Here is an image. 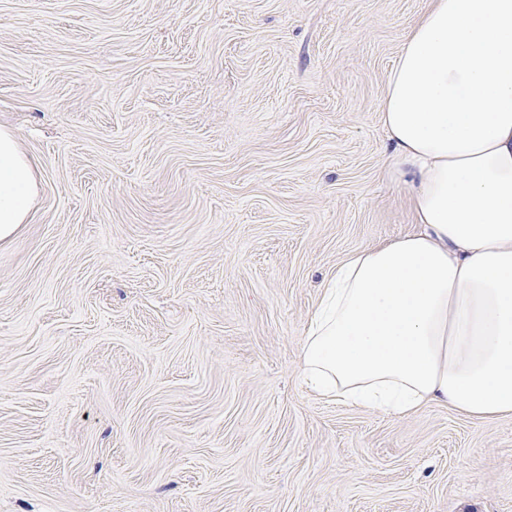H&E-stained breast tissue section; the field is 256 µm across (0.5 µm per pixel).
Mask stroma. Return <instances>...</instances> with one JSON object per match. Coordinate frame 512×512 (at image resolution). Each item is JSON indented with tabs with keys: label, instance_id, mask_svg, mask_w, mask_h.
<instances>
[{
	"label": "stroma",
	"instance_id": "1",
	"mask_svg": "<svg viewBox=\"0 0 512 512\" xmlns=\"http://www.w3.org/2000/svg\"><path fill=\"white\" fill-rule=\"evenodd\" d=\"M429 0H0V512H512V418L309 392L349 254L414 228L386 75ZM39 193L37 169L14 132L0 127V242L10 241L28 224Z\"/></svg>",
	"mask_w": 512,
	"mask_h": 512
}]
</instances>
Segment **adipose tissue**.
<instances>
[{
  "mask_svg": "<svg viewBox=\"0 0 512 512\" xmlns=\"http://www.w3.org/2000/svg\"><path fill=\"white\" fill-rule=\"evenodd\" d=\"M382 128L414 230L351 253L301 349L314 392L407 416L437 403L512 417V0H431L386 77ZM37 169L0 127V242Z\"/></svg>",
  "mask_w": 512,
  "mask_h": 512,
  "instance_id": "1",
  "label": "adipose tissue"
}]
</instances>
